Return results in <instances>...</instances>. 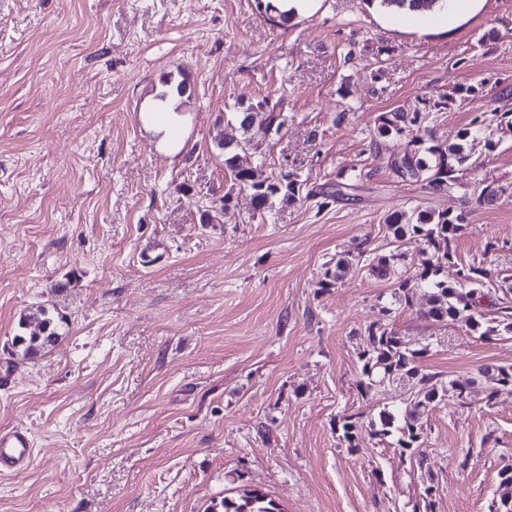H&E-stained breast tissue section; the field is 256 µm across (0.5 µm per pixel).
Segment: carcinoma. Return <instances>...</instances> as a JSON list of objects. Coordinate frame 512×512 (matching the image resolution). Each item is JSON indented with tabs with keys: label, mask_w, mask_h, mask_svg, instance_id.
<instances>
[{
	"label": "carcinoma",
	"mask_w": 512,
	"mask_h": 512,
	"mask_svg": "<svg viewBox=\"0 0 512 512\" xmlns=\"http://www.w3.org/2000/svg\"><path fill=\"white\" fill-rule=\"evenodd\" d=\"M377 2L381 7L395 12L429 13L443 8L446 0ZM421 118L419 112L411 115L406 112L386 113L380 117L378 136H400L405 131L406 123ZM237 122L239 130L245 134L256 125H265L274 128L278 135L288 122V117L259 104L238 113ZM219 144L224 147V166L230 171L234 185L252 191L255 211L267 212L278 196L286 202L295 198L298 180L286 170L259 189L250 184V167L243 160L250 144L249 138L234 139L224 135L219 139ZM468 160L469 155L464 153L461 144L438 142L424 150L416 147L406 149L393 161V170L406 181L424 182L433 192L441 193L458 188L456 166ZM461 220L462 217L458 215L453 216L434 208L421 211L415 208L410 213L401 211L391 214L386 218V224L394 241H400L408 235L421 236L426 240L427 249L417 270L412 273L401 264L403 255L394 251L374 257L370 263L371 271L381 278L394 279V299L401 305L412 304L415 290L431 289V307L426 316L433 321H455L486 338L512 334V305L507 301L499 304L497 317L491 319V323L485 322V288L493 285L489 270L479 265H465L461 267V279L453 285L439 278L441 270L454 262L456 257L454 242L462 229ZM18 328L20 333L14 336L13 345L23 349L26 356L55 345L60 338L57 324L43 306L21 313ZM366 333L365 347L359 355L363 376L359 387L366 390L378 382L405 378L411 382L413 389L409 406L380 411L378 419L369 423L370 435L380 439L395 438L400 458L416 457L421 463L422 431L415 419L418 410L447 398L461 401L470 397L475 381H451L439 386L433 383L434 376L420 369L422 351L409 348L400 336L382 324L370 325ZM479 374L492 383L485 395L489 401L496 393L494 386H512V366L485 367ZM363 429L364 424L354 417L345 419L341 430L349 447H357ZM499 491L498 508L501 512H512V468L500 472ZM221 508L222 512H282L273 498L258 489L245 491L237 501L227 498L222 500Z\"/></svg>",
	"instance_id": "cac0c4a2"
}]
</instances>
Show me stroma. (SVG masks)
Segmentation results:
<instances>
[{"label":"stroma","instance_id":"35a3bbf8","mask_svg":"<svg viewBox=\"0 0 512 512\" xmlns=\"http://www.w3.org/2000/svg\"><path fill=\"white\" fill-rule=\"evenodd\" d=\"M180 139L137 109L165 82ZM445 102L442 110L434 102ZM282 103L279 136L250 132L255 178L301 189L257 214L234 188L218 135L235 112ZM388 112H421L381 138ZM481 203L400 178L409 145L455 141ZM512 0H474L418 28L367 0H310L285 21L257 0H0V428H27L34 458L0 473V512H212L258 488L283 512H412L430 474L433 512H491L512 467V388L486 401L480 368L512 365V335L487 340L392 297L369 257L385 219L463 215L457 261L512 279ZM353 189L334 198L338 180ZM349 265L332 287L326 269ZM46 306L59 341L15 354L20 314ZM423 350L437 382L474 381L467 404L420 412L423 463L362 434L410 389L361 390L367 327Z\"/></svg>","mask_w":512,"mask_h":512}]
</instances>
